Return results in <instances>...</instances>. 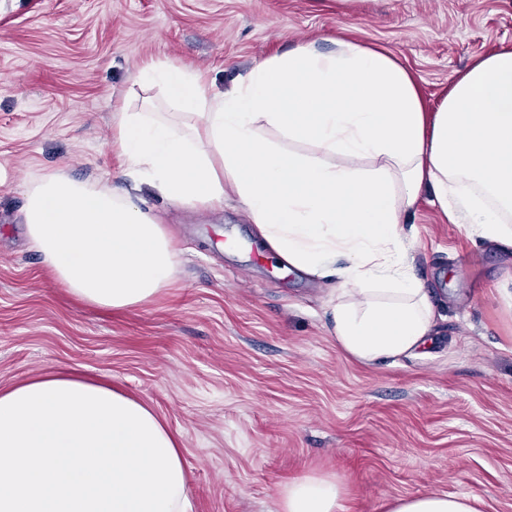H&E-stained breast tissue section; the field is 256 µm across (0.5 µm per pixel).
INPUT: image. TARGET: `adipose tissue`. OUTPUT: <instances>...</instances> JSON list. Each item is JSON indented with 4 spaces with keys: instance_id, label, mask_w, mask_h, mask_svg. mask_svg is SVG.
<instances>
[{
    "instance_id": "obj_1",
    "label": "adipose tissue",
    "mask_w": 512,
    "mask_h": 512,
    "mask_svg": "<svg viewBox=\"0 0 512 512\" xmlns=\"http://www.w3.org/2000/svg\"><path fill=\"white\" fill-rule=\"evenodd\" d=\"M159 87L161 102L144 91ZM115 113L113 147L135 184L183 209L235 199L281 262L340 278L331 338L365 364L423 348L438 313L412 271L420 200L469 236L512 251V47L474 60L428 108L388 52L337 37L303 43L224 90L198 70L154 60ZM26 233L74 298L123 310L178 276L173 238L129 191L63 171L32 181ZM180 436L144 403L77 371L0 388V512H190ZM343 483L282 484L279 512H344ZM470 494L423 493L387 512H482Z\"/></svg>"
}]
</instances>
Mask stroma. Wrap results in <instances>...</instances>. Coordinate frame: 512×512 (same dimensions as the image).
I'll return each instance as SVG.
<instances>
[{
	"label": "stroma",
	"mask_w": 512,
	"mask_h": 512,
	"mask_svg": "<svg viewBox=\"0 0 512 512\" xmlns=\"http://www.w3.org/2000/svg\"><path fill=\"white\" fill-rule=\"evenodd\" d=\"M386 50L438 106L472 59L512 46V0H0V388L51 368L103 377L181 436L191 512H277L279 486L333 475L347 512L425 492L512 512V254L422 201L413 271L442 318L427 347L363 364L330 339L335 281L276 263L235 201L177 209L148 187L177 283L135 309L88 307L27 243L36 177L107 175L112 115L151 59L220 87L304 42Z\"/></svg>",
	"instance_id": "1"
}]
</instances>
